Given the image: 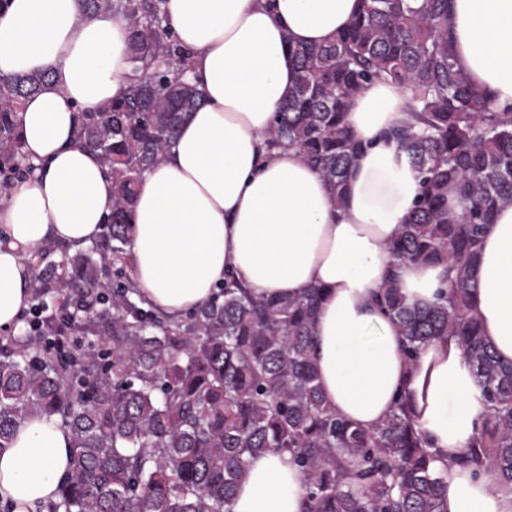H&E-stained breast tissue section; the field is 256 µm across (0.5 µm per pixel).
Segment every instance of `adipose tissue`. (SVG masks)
Listing matches in <instances>:
<instances>
[{
  "label": "adipose tissue",
  "mask_w": 512,
  "mask_h": 512,
  "mask_svg": "<svg viewBox=\"0 0 512 512\" xmlns=\"http://www.w3.org/2000/svg\"><path fill=\"white\" fill-rule=\"evenodd\" d=\"M362 0H168L192 83L204 92L165 153L138 185L128 246L131 278L147 302L179 316L236 280L265 297L322 288L314 358L335 410L368 428L407 397L418 428L447 464L446 512H512V488L457 464L485 408L455 341L404 355L396 325L374 296L391 264L388 244L419 197V179L385 132L407 117L403 86L374 81L355 96L348 123L363 152L346 201L336 206L295 148H268L265 134L296 82L294 48L343 31ZM456 62L512 108V0H452ZM131 71L128 31L112 13L79 0H7L0 8V77L47 81L19 114L34 171L0 194V330L31 306L34 252L96 241L112 212V179L76 140L77 115L119 98ZM409 301L435 302L444 265H404ZM485 341L512 361V205L481 240L471 292ZM71 436L56 416L20 425L0 449V502L39 512L69 472ZM307 475L290 453L252 458L231 512H301Z\"/></svg>",
  "instance_id": "obj_1"
}]
</instances>
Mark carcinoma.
Instances as JSON below:
<instances>
[{"label": "carcinoma", "mask_w": 512, "mask_h": 512, "mask_svg": "<svg viewBox=\"0 0 512 512\" xmlns=\"http://www.w3.org/2000/svg\"><path fill=\"white\" fill-rule=\"evenodd\" d=\"M166 0H80L129 32L131 75L121 97L77 117V140L112 177V215L88 252L39 268L34 328L0 345V448L37 415L71 434L70 472L48 512H227L249 460L290 452L307 472L304 512H441L437 454L402 397L370 428L322 395L312 346L322 289L265 298L233 281L193 312L162 319L127 275L130 215L143 173L203 93L184 79ZM330 42L294 50L296 85L266 132L294 147L343 202L363 151L346 123L372 81L410 94L412 122L387 137L420 179V196L390 245L393 262L448 265V290L420 306L394 274L377 305L412 356L441 336L462 350L488 411L461 462L512 486V362L485 343L470 311L482 235L512 203V112L457 67L450 0H363ZM45 77L0 78V186L27 169L19 131L25 98ZM461 211L448 216V190Z\"/></svg>", "instance_id": "obj_1"}]
</instances>
